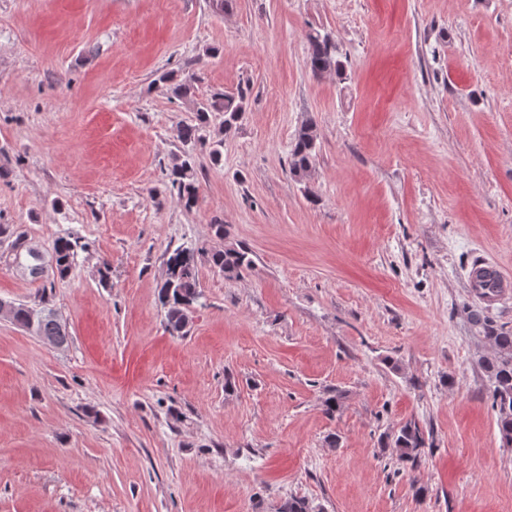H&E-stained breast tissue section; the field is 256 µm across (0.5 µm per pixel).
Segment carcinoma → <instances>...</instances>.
Masks as SVG:
<instances>
[{"mask_svg": "<svg viewBox=\"0 0 512 512\" xmlns=\"http://www.w3.org/2000/svg\"><path fill=\"white\" fill-rule=\"evenodd\" d=\"M309 45L308 64L312 73L323 75L336 73L344 75L345 68L339 59L336 44L327 34L313 30L307 34ZM211 112L224 113V130H229L246 112L243 94H226L215 91L198 103V123L183 127L181 138L186 145H209L212 164L222 161L224 141L219 137L210 140L203 135ZM318 134L316 123L309 119L297 130L290 149L289 172L298 182L310 177L316 160ZM168 179L170 188L185 207L194 206L198 195V179L195 160L190 152H183L175 158ZM214 238L219 244L209 248L188 249L177 247L166 255L165 274L159 286V301L165 310L166 329L173 336H183L189 324L190 307L199 300L198 260L204 259L210 267L235 278L242 270L253 265L251 252L243 246L224 245L226 237L224 224L214 220L211 224ZM7 245L13 255L16 267L27 272L34 280L54 283L55 279L67 277L78 255L85 249L82 237L68 233L55 239L50 256L44 253L28 238L26 232L16 224H0V246ZM10 319L20 327L37 336H48L53 346L68 344L69 331L58 313L46 302L36 306L14 303ZM475 324L492 347L491 356L481 359L480 365L490 380L489 400L496 416V425L502 446L512 448V330L496 325L490 319L475 318ZM386 446L397 449L399 456L412 463L417 462L420 450L427 445L425 432L418 423L409 421L397 432L388 436Z\"/></svg>", "mask_w": 512, "mask_h": 512, "instance_id": "obj_1", "label": "carcinoma"}]
</instances>
